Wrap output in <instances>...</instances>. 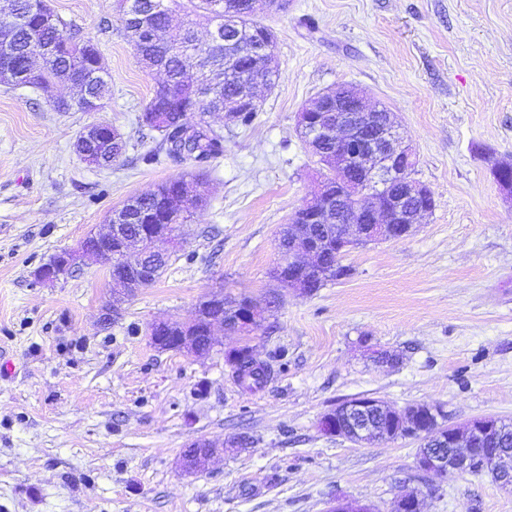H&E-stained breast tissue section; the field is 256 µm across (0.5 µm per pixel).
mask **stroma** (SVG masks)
I'll list each match as a JSON object with an SVG mask.
<instances>
[{
    "label": "stroma",
    "mask_w": 512,
    "mask_h": 512,
    "mask_svg": "<svg viewBox=\"0 0 512 512\" xmlns=\"http://www.w3.org/2000/svg\"><path fill=\"white\" fill-rule=\"evenodd\" d=\"M48 3L98 47L110 93L98 111L61 112L66 84H0V512H390L409 490L423 512H512V490L489 475L423 474L418 441L357 446L318 427L353 397L439 404L456 426L512 422V194L492 174L512 158V0H260L279 78L259 90L251 126L208 115L224 154L202 165L143 162L153 134L138 117L164 75L142 67L114 0ZM347 85L396 114L434 207L404 240L349 250L348 276L301 295L271 277L280 228L323 172L296 114ZM98 122L127 141L108 168L74 147ZM180 175L197 176L206 203L180 225L162 277L111 319L96 261L35 279L127 198ZM219 292L255 300L259 326L216 331L204 358L150 343L153 322L188 321ZM243 344L270 368L261 389H243L224 359ZM378 350L397 364H376ZM239 436L247 449L181 471L197 438Z\"/></svg>",
    "instance_id": "obj_1"
}]
</instances>
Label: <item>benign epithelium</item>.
<instances>
[{"label":"benign epithelium","instance_id":"7a95c632","mask_svg":"<svg viewBox=\"0 0 512 512\" xmlns=\"http://www.w3.org/2000/svg\"><path fill=\"white\" fill-rule=\"evenodd\" d=\"M123 19L136 28L144 40L153 41L159 32L147 25L137 10L134 0L117 2ZM238 92L224 100V121H232L236 113L256 110L259 100L253 89L267 85L262 75L236 70ZM297 129L326 170L318 191L306 200L292 215L291 225H336L339 252L346 251L355 242L392 241L406 238L419 218L434 206L432 192L415 181L411 171L416 164V153L399 131L394 113L372 106L359 88L346 94L327 91L297 113ZM122 134L106 123H94L84 128L77 139V151L88 161L103 162L112 151V144ZM148 231L127 238L122 225L109 224L104 234L89 235L102 240L106 246L88 248L85 242L72 249L56 253L48 263L35 271L41 282H54L77 267L85 257L93 256L107 266L117 263L126 271L141 269L144 243ZM322 251L318 242L299 244L288 248V263L296 271L322 268ZM197 318L181 324L180 335L163 336L161 330L168 322L151 324L149 336L161 350L183 351L194 357H206L212 351L215 328L224 326V319L210 320L205 337L198 336ZM388 405L377 398L366 397L343 402L344 412L350 416L355 437L352 442L363 443L367 436L365 422L373 414H383ZM432 418L433 440L418 458V468L427 474L448 479L469 474L475 469L497 477L499 483L512 486V454L499 448H476L473 436H482L492 429L494 416L475 419L466 428L447 426L439 422L443 410L438 405L420 404ZM224 454V445L207 438L194 441L192 450L182 455L181 467L188 474L205 471L210 461ZM393 512H422V498L417 491L399 496Z\"/></svg>","mask_w":512,"mask_h":512}]
</instances>
